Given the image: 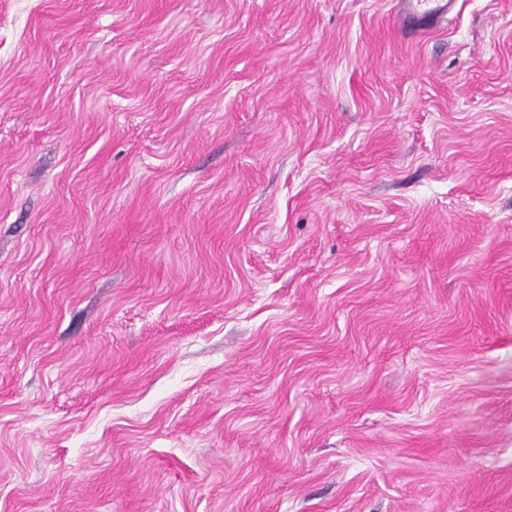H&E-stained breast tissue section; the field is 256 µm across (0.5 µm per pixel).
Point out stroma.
Instances as JSON below:
<instances>
[{"label": "stroma", "instance_id": "stroma-1", "mask_svg": "<svg viewBox=\"0 0 512 512\" xmlns=\"http://www.w3.org/2000/svg\"><path fill=\"white\" fill-rule=\"evenodd\" d=\"M0 512H512V0H0ZM454 0H400L398 22L404 29L425 30L448 15Z\"/></svg>", "mask_w": 512, "mask_h": 512}]
</instances>
